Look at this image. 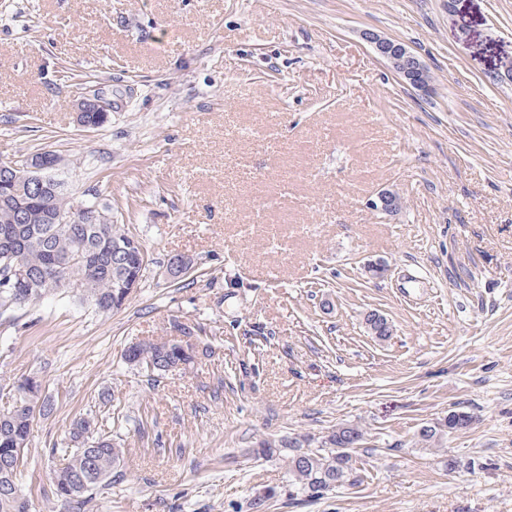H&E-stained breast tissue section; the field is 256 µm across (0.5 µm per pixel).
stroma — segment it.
Instances as JSON below:
<instances>
[{
  "label": "stroma",
  "mask_w": 512,
  "mask_h": 512,
  "mask_svg": "<svg viewBox=\"0 0 512 512\" xmlns=\"http://www.w3.org/2000/svg\"><path fill=\"white\" fill-rule=\"evenodd\" d=\"M84 88L103 126L76 123ZM47 151L150 263L121 309L0 318V407L27 377L55 406L17 473L30 512H65L55 451L103 395L126 455L92 512H512V0H0V158ZM382 188L397 216L366 207ZM142 339L193 359L149 380L123 359ZM451 411L470 425L420 444ZM341 424L366 440L320 499L251 454ZM360 37L400 79L425 95L432 93L431 72L407 44L368 29L362 30Z\"/></svg>",
  "instance_id": "1"
}]
</instances>
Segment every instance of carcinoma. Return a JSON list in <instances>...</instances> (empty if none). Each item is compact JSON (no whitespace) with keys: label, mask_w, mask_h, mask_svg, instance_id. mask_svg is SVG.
Returning a JSON list of instances; mask_svg holds the SVG:
<instances>
[{"label":"carcinoma","mask_w":512,"mask_h":512,"mask_svg":"<svg viewBox=\"0 0 512 512\" xmlns=\"http://www.w3.org/2000/svg\"><path fill=\"white\" fill-rule=\"evenodd\" d=\"M24 204L23 219H17L18 203ZM109 209L94 201L75 203L56 180L40 193L31 195L0 172V280L16 261H21L35 286L23 289L25 300H17V288L0 284V317L12 316L23 306L48 296L75 292L80 302L105 313L122 306V289L116 281L129 276L143 277L144 268L132 252L120 265L112 264V242L136 243L139 240L123 224L99 223L94 213ZM71 216L72 223L60 224L58 217ZM189 349L178 342H140L128 347L125 360L153 374L178 369L191 362ZM14 403L0 415V512H29L28 502L5 489L12 472L18 470L30 444L36 416L45 419L54 404L29 387L28 380L13 385ZM471 417L450 411L419 433V441L438 445L447 432L466 426ZM366 432L358 425H342L329 434L290 444L283 440L263 441L258 453L282 459L298 490L319 499L330 487L341 485L353 476L354 453ZM75 447L64 463L53 470L54 496L71 512H89L94 491L112 484V470L124 454L112 434L102 429L95 416L76 421L70 431Z\"/></svg>","instance_id":"1"}]
</instances>
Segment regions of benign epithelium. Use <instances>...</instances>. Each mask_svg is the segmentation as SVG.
<instances>
[{
	"label": "benign epithelium",
	"instance_id": "1",
	"mask_svg": "<svg viewBox=\"0 0 512 512\" xmlns=\"http://www.w3.org/2000/svg\"><path fill=\"white\" fill-rule=\"evenodd\" d=\"M360 37L371 47L376 56L387 62L400 79L424 94L432 93L431 72L407 44L368 29L361 31ZM110 109L111 103L100 96L81 98L77 102L79 113L108 112ZM0 168L11 171L16 181L37 189L43 188L50 179V176L44 173V167L35 162L22 169L11 161L0 160ZM366 205L375 212L391 217L402 210L403 199L397 191L384 188L373 194Z\"/></svg>",
	"mask_w": 512,
	"mask_h": 512
}]
</instances>
